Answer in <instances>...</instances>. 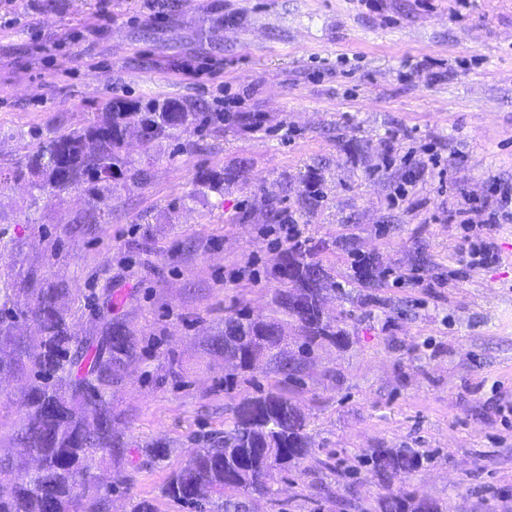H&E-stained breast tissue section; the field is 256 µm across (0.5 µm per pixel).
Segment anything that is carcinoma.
Listing matches in <instances>:
<instances>
[{"label":"carcinoma","instance_id":"cac0c4a2","mask_svg":"<svg viewBox=\"0 0 512 512\" xmlns=\"http://www.w3.org/2000/svg\"><path fill=\"white\" fill-rule=\"evenodd\" d=\"M137 106L109 101L101 118L86 128H75L40 141L26 163L0 181L39 180V190L54 197L81 187L98 189L100 172L124 163L121 152L130 129L128 119ZM206 117L175 103L153 105L139 117L150 137L168 135ZM316 246L296 242L281 255L278 272L283 289L276 295V315L254 318L238 310L224 319V334L213 347L224 351L229 382L252 370L255 358H279L284 339L279 328L293 322L307 343L345 340L344 332L322 316L324 294L335 282L323 266L308 259ZM57 288H38L29 305L0 303V372L28 373L37 380L25 400L19 441L37 461L30 470L10 457L0 456V512H104L112 485L93 473L98 452L121 454L112 447V419L108 409L112 371L131 354L122 326L103 322L104 335L72 336L58 312ZM32 320L39 335L16 334L20 323ZM311 448L306 419L300 408L276 394L246 400L235 411L232 424L208 439L163 487L168 498L198 512H248L250 498L268 495L264 473L288 467ZM374 471L389 482L414 468L418 457L403 449H382L371 455ZM383 512H441L431 500L384 495Z\"/></svg>","mask_w":512,"mask_h":512}]
</instances>
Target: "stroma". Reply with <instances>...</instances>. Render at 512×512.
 <instances>
[{"label": "stroma", "mask_w": 512, "mask_h": 512, "mask_svg": "<svg viewBox=\"0 0 512 512\" xmlns=\"http://www.w3.org/2000/svg\"><path fill=\"white\" fill-rule=\"evenodd\" d=\"M151 2L0 0V167L110 99L216 117L132 140L143 179L117 169L95 198L0 186L10 298L38 276L73 336L108 312L133 343L111 396L127 450L96 456L107 512H192L163 495L168 476L268 392L301 409L313 448L254 512H378L389 490L512 512V223L473 268L456 214L512 186V0H167L159 18ZM291 218L338 286L326 311L347 339L308 348L289 331L293 372L266 361L225 389L212 342L231 309L273 315ZM31 385L0 378V456H21ZM378 448L421 464L383 484Z\"/></svg>", "instance_id": "35a3bbf8"}]
</instances>
